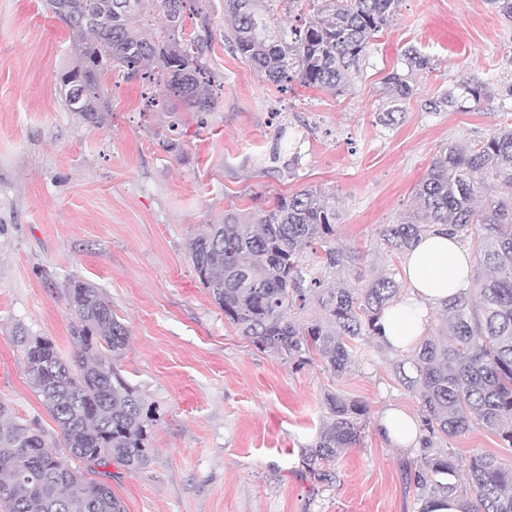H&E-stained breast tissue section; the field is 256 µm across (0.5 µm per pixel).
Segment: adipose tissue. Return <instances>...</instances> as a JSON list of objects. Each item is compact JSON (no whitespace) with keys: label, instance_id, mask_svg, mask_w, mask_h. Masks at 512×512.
Returning <instances> with one entry per match:
<instances>
[{"label":"adipose tissue","instance_id":"adipose-tissue-1","mask_svg":"<svg viewBox=\"0 0 512 512\" xmlns=\"http://www.w3.org/2000/svg\"><path fill=\"white\" fill-rule=\"evenodd\" d=\"M471 265L470 253L447 229L439 228L424 235L405 256L406 291L403 299L384 313L379 342L396 350L418 343L429 315L466 287ZM382 429L396 447L421 446L419 422L403 410H387Z\"/></svg>","mask_w":512,"mask_h":512}]
</instances>
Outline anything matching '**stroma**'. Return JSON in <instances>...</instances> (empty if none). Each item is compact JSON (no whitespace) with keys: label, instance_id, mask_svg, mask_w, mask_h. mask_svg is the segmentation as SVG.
Here are the masks:
<instances>
[{"label":"stroma","instance_id":"obj_1","mask_svg":"<svg viewBox=\"0 0 512 512\" xmlns=\"http://www.w3.org/2000/svg\"><path fill=\"white\" fill-rule=\"evenodd\" d=\"M209 64L224 88L214 111L185 112L177 131L146 104L162 98L138 79L107 76L101 125L67 111L57 84L72 37L45 0H0V401L61 434L31 388L17 328L74 347L67 281L95 284L129 332L118 367L158 422L150 464L112 468L127 512H419L405 471L415 451L392 445L379 419L390 407L419 414L394 375L393 352L359 341L350 370L314 361L297 370L258 350L225 319L186 258V244L225 210L271 208L312 187L335 196L341 277L401 273L384 249V225L413 206L412 189L441 147L475 143L512 124V22L489 0H400L353 89L342 95L264 79L227 40L224 0H207ZM431 60L401 112L386 117L383 78L406 47ZM472 79L490 82L471 109L428 112L424 100ZM366 404L359 445L313 485L300 450L327 420L324 392ZM456 454L512 448L476 428L449 440Z\"/></svg>","mask_w":512,"mask_h":512}]
</instances>
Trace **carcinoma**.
Here are the masks:
<instances>
[{"instance_id":"obj_1","label":"carcinoma","mask_w":512,"mask_h":512,"mask_svg":"<svg viewBox=\"0 0 512 512\" xmlns=\"http://www.w3.org/2000/svg\"><path fill=\"white\" fill-rule=\"evenodd\" d=\"M47 0L72 35V62L59 74L68 111L90 123L109 108L104 77L114 69L165 88L168 130L180 113L211 112L222 84L209 65L210 18L203 0ZM274 0H225L232 52L247 58L281 89L296 81L334 95L351 90L368 48L400 0H307L312 16L283 29L271 26ZM430 60L413 47L402 68L383 78L390 110L413 94L416 72ZM490 83L471 80L425 101L428 112L460 109L488 96ZM414 207L387 224L382 241L403 255L422 235L446 226L471 241L473 287L448 298L435 315L438 334L425 336L394 362L398 381L420 401L425 435L419 458L406 464L419 512L450 496L470 495L465 512H512V467L491 454L457 457L448 440L479 426L512 448V125L475 143L439 151L413 188ZM336 204L302 188L280 195L274 208L224 212L189 240L188 258L224 317L257 348L297 369L320 359L333 375L354 361V342L378 336L384 311L402 297L395 274L366 283L326 273L348 263L331 239ZM323 250L320 267L306 253ZM64 298L74 315V357L66 360L47 338L24 335L27 374L61 433L63 447L13 416L0 403V500L7 512H126L112 488L92 480L96 468H146L157 416L121 374L117 361L128 330L112 302L94 284L74 277ZM329 421L301 449L302 467L316 484L335 478L326 469L360 444L367 405L337 392L324 394ZM468 487H462L461 475Z\"/></svg>"}]
</instances>
